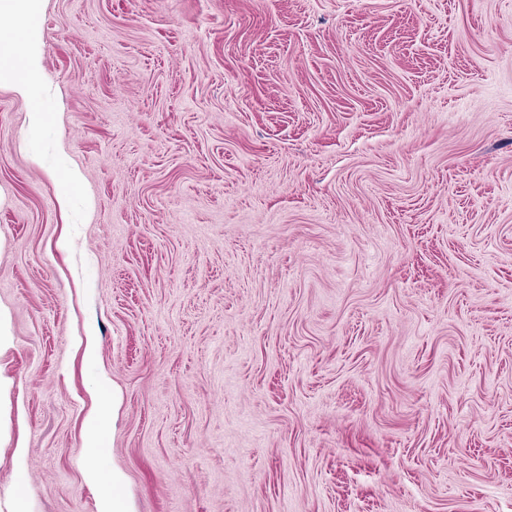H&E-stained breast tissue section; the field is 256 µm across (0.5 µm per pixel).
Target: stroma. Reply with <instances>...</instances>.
Segmentation results:
<instances>
[{
	"label": "stroma",
	"mask_w": 512,
	"mask_h": 512,
	"mask_svg": "<svg viewBox=\"0 0 512 512\" xmlns=\"http://www.w3.org/2000/svg\"><path fill=\"white\" fill-rule=\"evenodd\" d=\"M41 21L45 127L0 87V512H98L94 422L135 512H512V0ZM85 448H88V452L84 455L87 461V476L92 482L98 483L100 479L106 476V473L104 464L98 454L99 441L95 432L90 433Z\"/></svg>",
	"instance_id": "obj_1"
}]
</instances>
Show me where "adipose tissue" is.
I'll return each instance as SVG.
<instances>
[{"label":"adipose tissue","mask_w":512,"mask_h":512,"mask_svg":"<svg viewBox=\"0 0 512 512\" xmlns=\"http://www.w3.org/2000/svg\"><path fill=\"white\" fill-rule=\"evenodd\" d=\"M41 11L42 0H0V16L14 20L12 27L0 28V85L29 101L26 124L31 131L45 125L51 102L43 79ZM85 459L88 478L95 483L109 478L114 489L112 497L101 501L99 512H134L132 503L120 493L122 472L104 468L97 435H90Z\"/></svg>","instance_id":"obj_1"}]
</instances>
